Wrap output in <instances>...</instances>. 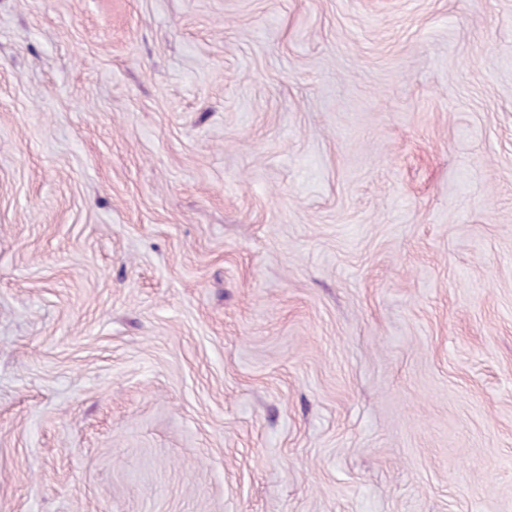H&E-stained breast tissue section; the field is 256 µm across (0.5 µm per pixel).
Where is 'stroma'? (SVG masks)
Returning <instances> with one entry per match:
<instances>
[{"mask_svg": "<svg viewBox=\"0 0 512 512\" xmlns=\"http://www.w3.org/2000/svg\"><path fill=\"white\" fill-rule=\"evenodd\" d=\"M0 512H512V0H0Z\"/></svg>", "mask_w": 512, "mask_h": 512, "instance_id": "1", "label": "stroma"}]
</instances>
